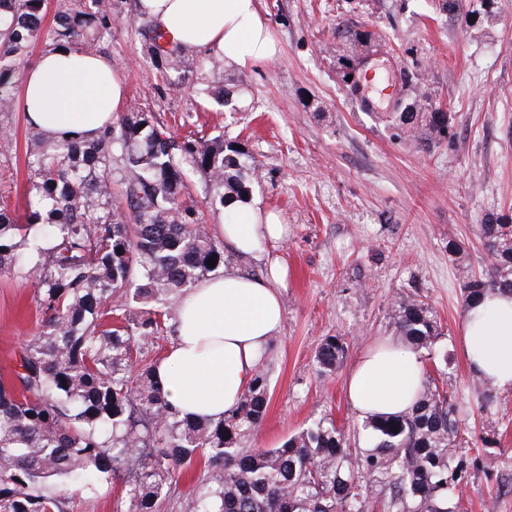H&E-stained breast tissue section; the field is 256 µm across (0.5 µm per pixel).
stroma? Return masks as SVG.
<instances>
[{
  "instance_id": "1",
  "label": "stroma",
  "mask_w": 512,
  "mask_h": 512,
  "mask_svg": "<svg viewBox=\"0 0 512 512\" xmlns=\"http://www.w3.org/2000/svg\"><path fill=\"white\" fill-rule=\"evenodd\" d=\"M258 0L278 42L275 58L250 69L199 67L206 51L184 57L189 82L176 88L140 63L147 17L134 0H112L119 21L97 45L126 87L125 104L151 114L177 140L240 143L260 178L252 195L276 212L288 235L251 255L230 253L225 269L249 276L277 258L288 267L283 323L261 365L269 378L265 420L239 442L273 448L320 418L353 446L367 432L345 381L362 354L398 340L399 297L423 300L443 334L440 371L468 428L458 452L472 464L456 512H512V390H498L487 413L459 340L464 316L460 264L482 269L479 227L512 217V0ZM396 75L407 103L444 112L447 139L424 150L399 136L388 98L360 104L342 78L349 38ZM244 84V108L217 106L210 88ZM35 133L22 112H0V205L25 213ZM464 241L456 257L449 239ZM35 287L24 271L0 274V368L38 328ZM341 337L339 369L322 374L315 350Z\"/></svg>"
}]
</instances>
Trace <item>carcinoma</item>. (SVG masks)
I'll list each match as a JSON object with an SVG mask.
<instances>
[{"instance_id":"obj_1","label":"carcinoma","mask_w":512,"mask_h":512,"mask_svg":"<svg viewBox=\"0 0 512 512\" xmlns=\"http://www.w3.org/2000/svg\"><path fill=\"white\" fill-rule=\"evenodd\" d=\"M45 4L0 0L1 110L13 103L17 63L40 39L93 51L112 34L111 0H70L49 30ZM161 38L156 28L144 35L142 64L161 76L186 73L180 47L164 48ZM398 126L427 147L448 135V113L402 112ZM28 167L25 215L0 208V271L20 267L34 279L40 326L21 341L10 382L0 380V512H68L73 495L103 480L121 483L125 512H162L198 459L205 469L173 503L176 512H371L375 486L386 492L384 512H454L466 460L456 452L455 407L437 387L422 386L407 414L366 423L376 444L363 452L327 418L274 448L238 447L265 419L262 368L218 421L179 416L156 385L143 358L167 331L169 311L133 309L186 292L224 266V242L201 223L186 189L195 171L208 180L212 206L250 193L255 167L233 143L179 142L133 107L94 140L37 138ZM118 184L124 213L112 206ZM480 233L492 261L479 276L461 268L466 305L494 290L512 293V223L482 224ZM396 327L429 353L442 335L417 300L398 302ZM344 354L340 337H325L320 371L336 372ZM474 391L480 409L497 405L489 383Z\"/></svg>"}]
</instances>
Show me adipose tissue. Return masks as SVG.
<instances>
[{
  "label": "adipose tissue",
  "instance_id": "obj_1",
  "mask_svg": "<svg viewBox=\"0 0 512 512\" xmlns=\"http://www.w3.org/2000/svg\"><path fill=\"white\" fill-rule=\"evenodd\" d=\"M169 41L212 49L225 63L249 69L277 52L255 0H141ZM126 89L109 59L61 44L44 52L24 78L16 108L57 140L92 139L112 123ZM233 223L220 232L250 254L286 233L278 215L248 197L230 203ZM288 269L271 261L263 277L228 271L186 294L176 340L157 362L155 379L180 416L223 418L252 380L283 321L279 290ZM461 341L471 370L498 388L512 386V294L493 292L465 311ZM422 357L391 340L370 348L346 378L360 420L408 412L421 391Z\"/></svg>",
  "mask_w": 512,
  "mask_h": 512
}]
</instances>
